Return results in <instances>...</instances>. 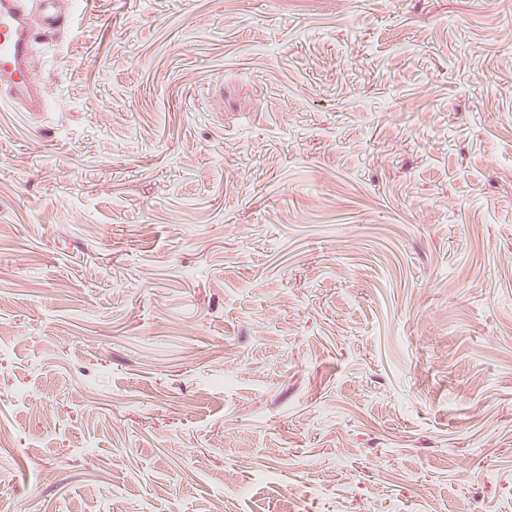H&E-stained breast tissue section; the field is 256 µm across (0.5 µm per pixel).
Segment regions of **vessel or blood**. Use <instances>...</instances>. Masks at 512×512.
I'll use <instances>...</instances> for the list:
<instances>
[{
  "mask_svg": "<svg viewBox=\"0 0 512 512\" xmlns=\"http://www.w3.org/2000/svg\"><path fill=\"white\" fill-rule=\"evenodd\" d=\"M70 25L64 0H0V86L28 111L46 108L30 66L34 34Z\"/></svg>",
  "mask_w": 512,
  "mask_h": 512,
  "instance_id": "obj_1",
  "label": "vessel or blood"
}]
</instances>
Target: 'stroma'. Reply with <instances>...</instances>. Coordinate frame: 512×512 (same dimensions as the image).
Returning <instances> with one entry per match:
<instances>
[{"label": "stroma", "instance_id": "stroma-1", "mask_svg": "<svg viewBox=\"0 0 512 512\" xmlns=\"http://www.w3.org/2000/svg\"><path fill=\"white\" fill-rule=\"evenodd\" d=\"M0 93V506L512 512V0H79Z\"/></svg>", "mask_w": 512, "mask_h": 512}]
</instances>
